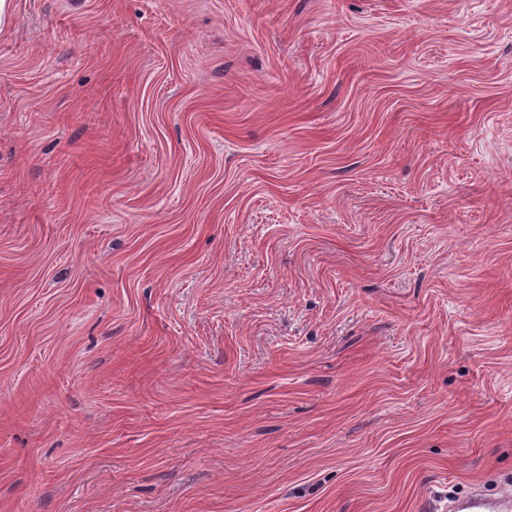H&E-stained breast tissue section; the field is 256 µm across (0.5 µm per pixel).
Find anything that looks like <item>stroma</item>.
<instances>
[{
    "mask_svg": "<svg viewBox=\"0 0 512 512\" xmlns=\"http://www.w3.org/2000/svg\"><path fill=\"white\" fill-rule=\"evenodd\" d=\"M509 485L512 0H14L0 512Z\"/></svg>",
    "mask_w": 512,
    "mask_h": 512,
    "instance_id": "35a3bbf8",
    "label": "stroma"
}]
</instances>
